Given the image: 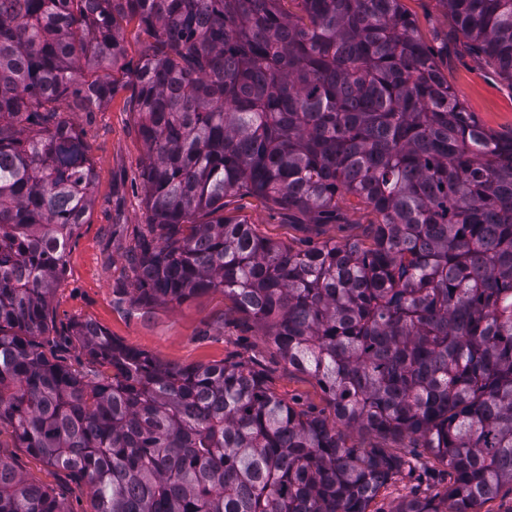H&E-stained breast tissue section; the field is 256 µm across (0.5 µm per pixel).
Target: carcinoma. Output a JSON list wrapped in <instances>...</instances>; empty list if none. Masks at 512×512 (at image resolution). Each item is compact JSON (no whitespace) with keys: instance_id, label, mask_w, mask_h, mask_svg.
Here are the masks:
<instances>
[{"instance_id":"1","label":"carcinoma","mask_w":512,"mask_h":512,"mask_svg":"<svg viewBox=\"0 0 512 512\" xmlns=\"http://www.w3.org/2000/svg\"><path fill=\"white\" fill-rule=\"evenodd\" d=\"M0 0V429L87 482L93 512H369L417 457L448 486L396 512H481L512 486V137L448 86L400 0ZM512 82V0H438ZM147 45L114 69L123 24ZM132 90L150 223L130 305L220 291L334 421L249 361L174 366L92 321L86 364L49 360L50 302L94 203L82 131L60 117ZM250 194L319 224L350 195L370 242L300 250L224 216ZM0 512H69L0 456ZM146 45V36L141 33L135 22L123 24V46L125 49L124 58L120 65L122 71H116L115 76L123 81L139 66ZM124 77V78H123Z\"/></svg>"}]
</instances>
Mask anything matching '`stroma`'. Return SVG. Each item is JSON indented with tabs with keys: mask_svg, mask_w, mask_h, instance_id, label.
<instances>
[{
	"mask_svg": "<svg viewBox=\"0 0 512 512\" xmlns=\"http://www.w3.org/2000/svg\"><path fill=\"white\" fill-rule=\"evenodd\" d=\"M402 3L423 42L437 52L449 86L474 119L497 136H511L512 84L466 48L452 17L438 0ZM129 96V91H118L112 101L89 112L67 106L62 109L64 118L82 130L90 147L96 173L95 200L86 224L72 239L66 272L52 298L53 323L46 355L81 366L84 357L67 334L74 322L90 320L119 343L170 365L190 366L227 358L252 360L282 397L297 399L304 409L332 416L315 380L289 366L222 292L211 291L179 305L148 311L131 307L122 296V288L128 287L131 279L124 248L150 221L141 179L146 154ZM224 203L225 216L245 221L257 234L297 249L317 247L330 238L367 239L372 224L378 221L371 207L351 196L339 199L335 222L318 226L307 215L285 212L251 195H232ZM0 453L11 456L26 479L52 489L68 512H92L86 483L74 481L25 449L14 447L9 433L0 434ZM443 485L440 467L429 465L398 477L380 492L371 508L373 512H395L404 498L424 497Z\"/></svg>",
	"mask_w": 512,
	"mask_h": 512,
	"instance_id": "1",
	"label": "stroma"
}]
</instances>
